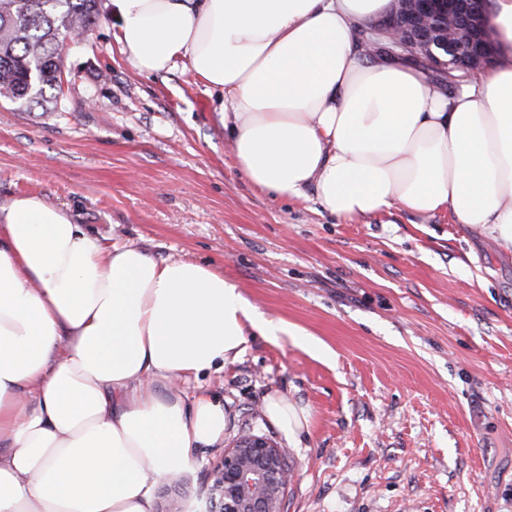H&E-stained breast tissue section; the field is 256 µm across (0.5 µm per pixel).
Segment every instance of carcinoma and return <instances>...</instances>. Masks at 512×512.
I'll list each match as a JSON object with an SVG mask.
<instances>
[{
    "instance_id": "1",
    "label": "carcinoma",
    "mask_w": 512,
    "mask_h": 512,
    "mask_svg": "<svg viewBox=\"0 0 512 512\" xmlns=\"http://www.w3.org/2000/svg\"><path fill=\"white\" fill-rule=\"evenodd\" d=\"M99 22L97 0H0V99L45 106L62 87L57 33Z\"/></svg>"
}]
</instances>
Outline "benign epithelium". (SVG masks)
<instances>
[{"label":"benign epithelium","mask_w":512,"mask_h":512,"mask_svg":"<svg viewBox=\"0 0 512 512\" xmlns=\"http://www.w3.org/2000/svg\"><path fill=\"white\" fill-rule=\"evenodd\" d=\"M487 0H398L386 18L363 30L361 44L422 63L433 75L473 78L493 58ZM209 512H284L290 472L286 450L244 434L210 470Z\"/></svg>","instance_id":"obj_1"}]
</instances>
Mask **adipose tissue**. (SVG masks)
I'll return each instance as SVG.
<instances>
[{
  "label": "adipose tissue",
  "mask_w": 512,
  "mask_h": 512,
  "mask_svg": "<svg viewBox=\"0 0 512 512\" xmlns=\"http://www.w3.org/2000/svg\"><path fill=\"white\" fill-rule=\"evenodd\" d=\"M110 3L139 73L181 61L221 93L257 189L313 188L347 220L445 212L512 247V0L492 3V67L450 94L359 47L394 0ZM251 330L287 328L214 267L102 245L37 194L0 206V512H155L157 484L227 426L222 404L176 383L235 363ZM264 412L289 442L309 425L280 394Z\"/></svg>",
  "instance_id": "1"
}]
</instances>
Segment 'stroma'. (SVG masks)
Masks as SVG:
<instances>
[{
  "instance_id": "1",
  "label": "stroma",
  "mask_w": 512,
  "mask_h": 512,
  "mask_svg": "<svg viewBox=\"0 0 512 512\" xmlns=\"http://www.w3.org/2000/svg\"><path fill=\"white\" fill-rule=\"evenodd\" d=\"M64 50L48 108L0 101V204L36 193L105 244L214 265L287 336L181 382L244 433L288 449L286 512H512V250L437 215L395 208L340 220L314 192L280 200L236 168L219 93L184 65L139 74L117 22ZM282 394L311 414L286 443L264 412ZM202 448L155 512H206Z\"/></svg>"
}]
</instances>
